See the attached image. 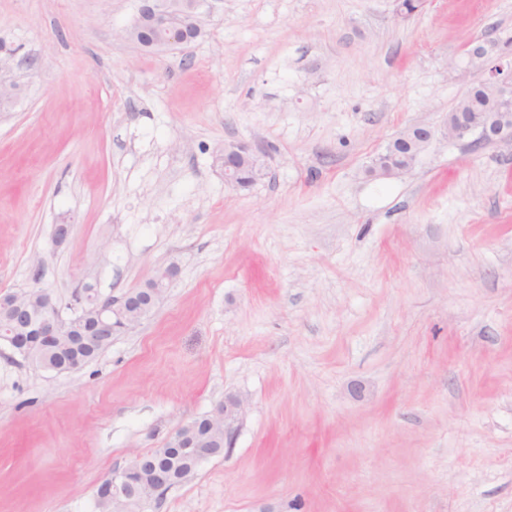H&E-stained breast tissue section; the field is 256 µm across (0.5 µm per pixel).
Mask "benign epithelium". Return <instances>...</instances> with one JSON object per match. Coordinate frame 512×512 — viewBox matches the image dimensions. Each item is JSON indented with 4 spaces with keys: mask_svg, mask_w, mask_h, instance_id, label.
Listing matches in <instances>:
<instances>
[{
    "mask_svg": "<svg viewBox=\"0 0 512 512\" xmlns=\"http://www.w3.org/2000/svg\"><path fill=\"white\" fill-rule=\"evenodd\" d=\"M203 0H182L167 4L161 0H141L138 16L127 30L130 40L146 48L167 46L188 47L201 35L198 10ZM470 65L487 66V75L480 86L491 89L500 102H512V60L497 50V45L486 40L466 43ZM474 137L483 143H512V113L493 112L480 115L458 110L448 115L446 124L439 129L413 127L404 132L407 165L384 173V176H401L413 166L422 143L437 138L462 140ZM228 154L258 164L263 154L243 141L224 144L221 158ZM159 289L143 293L130 292L120 298L100 300L90 315L77 312L64 313V306L51 292L32 287L7 294L0 303V315L10 323L6 330V348L28 360L35 357V349L51 347L64 337H74L82 344L97 349L112 343V336L135 328L146 315L162 301ZM246 411V401L238 395H228L224 405L217 407L208 418L210 428L202 433L194 424L184 426L181 434L171 442L172 448H189L199 462L218 455V446L231 447L235 425ZM172 482L158 461L147 460L145 455H135L127 465L117 468L107 477L110 493L108 502L112 512H131L132 502L149 507L160 498Z\"/></svg>",
    "mask_w": 512,
    "mask_h": 512,
    "instance_id": "benign-epithelium-1",
    "label": "benign epithelium"
}]
</instances>
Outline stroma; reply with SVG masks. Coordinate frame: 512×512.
<instances>
[{"label": "stroma", "mask_w": 512, "mask_h": 512, "mask_svg": "<svg viewBox=\"0 0 512 512\" xmlns=\"http://www.w3.org/2000/svg\"><path fill=\"white\" fill-rule=\"evenodd\" d=\"M399 3L206 0L186 50L124 39L138 0H0V294L180 265L79 370L0 346V512H97L228 394L231 449L149 512H512V145L367 173L480 82L512 0ZM228 141L264 153L250 190ZM228 154H238L241 157L248 159L253 164H258L261 160H263V154L259 152L255 147L243 141H233L224 143V147L221 151V159H224V181L227 185L238 189L239 188V178L242 186L240 190H247L252 185L250 184L251 172L247 167H242L239 169V177L238 171L236 170L238 167L232 163L226 162V155Z\"/></svg>", "instance_id": "35a3bbf8"}]
</instances>
